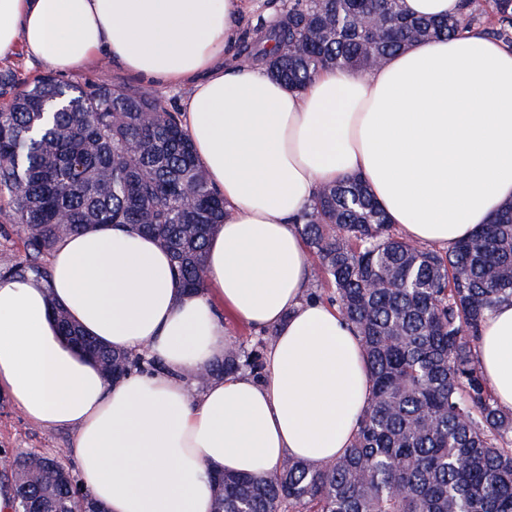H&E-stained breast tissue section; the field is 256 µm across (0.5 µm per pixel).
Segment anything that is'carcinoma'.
I'll return each instance as SVG.
<instances>
[{
    "instance_id": "1",
    "label": "carcinoma",
    "mask_w": 512,
    "mask_h": 512,
    "mask_svg": "<svg viewBox=\"0 0 512 512\" xmlns=\"http://www.w3.org/2000/svg\"><path fill=\"white\" fill-rule=\"evenodd\" d=\"M364 11L380 17L377 31L362 28ZM478 29L512 45V0H461L442 19L410 16L401 0H288L280 25L243 52L300 89L321 70H366L414 42ZM0 98V222L21 243L0 278L45 280L63 238L130 224L171 255L184 287L204 288L224 199L197 163L181 113L143 87L21 84L10 72H0ZM301 221L332 287L307 298L336 306L357 330L370 401L345 454L316 465L288 457L263 480L219 477L213 512H512V412L496 405L474 356L484 320L512 301V202L445 251L396 234L360 177L321 187ZM54 316L112 381L159 368L84 335L58 307ZM273 342L270 333L225 352L206 376L262 377ZM0 457V490L14 512H104L55 457Z\"/></svg>"
}]
</instances>
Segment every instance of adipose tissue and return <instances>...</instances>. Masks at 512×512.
<instances>
[{
	"label": "adipose tissue",
	"instance_id": "1",
	"mask_svg": "<svg viewBox=\"0 0 512 512\" xmlns=\"http://www.w3.org/2000/svg\"><path fill=\"white\" fill-rule=\"evenodd\" d=\"M247 0H0V59L16 49L60 72L106 59L187 87L181 111L226 216L202 292L127 224L61 240L50 278L0 279V392L34 424L69 428L79 482L105 512H212L213 479L255 478L285 458L320 464L356 434L371 381L335 307L309 302L296 220L318 188L362 177L404 238L452 248L512 201V46L478 32L417 43L363 73L325 70L303 89L233 48ZM144 351L161 372L107 380L63 336ZM276 339L262 378L189 386L224 357V314ZM512 411V304L475 350Z\"/></svg>",
	"mask_w": 512,
	"mask_h": 512
}]
</instances>
